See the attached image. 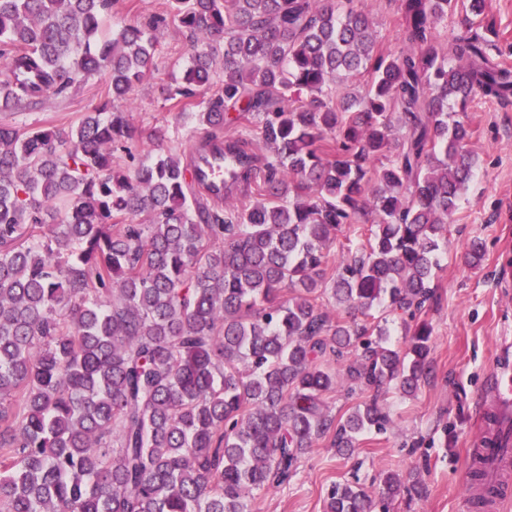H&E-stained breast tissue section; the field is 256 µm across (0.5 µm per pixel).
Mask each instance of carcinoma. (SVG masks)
Here are the masks:
<instances>
[{"mask_svg": "<svg viewBox=\"0 0 512 512\" xmlns=\"http://www.w3.org/2000/svg\"><path fill=\"white\" fill-rule=\"evenodd\" d=\"M117 3L0 0V112L110 78L75 127L0 126V512H251L320 438L346 455L385 432L379 392L430 374L422 314L477 166L460 113L512 98V43L489 0H402L396 53L352 0H170L105 38ZM171 23L200 50L169 99L185 110L219 83L197 117L224 149L223 209L189 163L112 155L135 141L112 102L152 74ZM251 120L262 157L234 132ZM363 216L367 240L333 261ZM326 296L350 319L331 322ZM378 307L414 323L405 351ZM334 359L373 392L339 421ZM402 486L335 485L324 512H389ZM371 219L372 218L369 217V221H365V219L362 218L361 224H355L354 227H352L351 229L345 230L343 233L338 234L331 248V253L333 255V258H335L336 262L344 254H346L348 248H355L360 239H364L365 230H363V237H358V234H360V232L355 233L353 229L357 227L367 228L371 224L369 223L371 222Z\"/></svg>", "mask_w": 512, "mask_h": 512, "instance_id": "cac0c4a2", "label": "carcinoma"}]
</instances>
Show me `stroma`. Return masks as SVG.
I'll use <instances>...</instances> for the list:
<instances>
[{"label": "stroma", "instance_id": "35a3bbf8", "mask_svg": "<svg viewBox=\"0 0 512 512\" xmlns=\"http://www.w3.org/2000/svg\"><path fill=\"white\" fill-rule=\"evenodd\" d=\"M372 17L376 40L386 51L404 48L401 0H358ZM156 69L114 101L141 139L134 150L141 163L164 154L188 160L206 136L193 114L168 101L165 87L182 77L195 50L192 38L175 26L158 35ZM107 73L76 84L64 97H48L33 111L0 112V125L38 128L77 124L104 97ZM469 148L478 168L439 251L435 298L426 317L432 326V371L414 396L388 391L383 400L392 425L386 433L360 436L349 456L338 455L330 438L318 440L284 486L262 493L253 512H323L332 485L352 483L374 490L380 475L405 483L420 480L422 493L400 496L391 512H472L465 492L471 448L494 411L485 388L504 342L512 341V104L475 100L467 108ZM164 128L163 141L149 132ZM484 247L481 266L466 264L473 241Z\"/></svg>", "mask_w": 512, "mask_h": 512}]
</instances>
